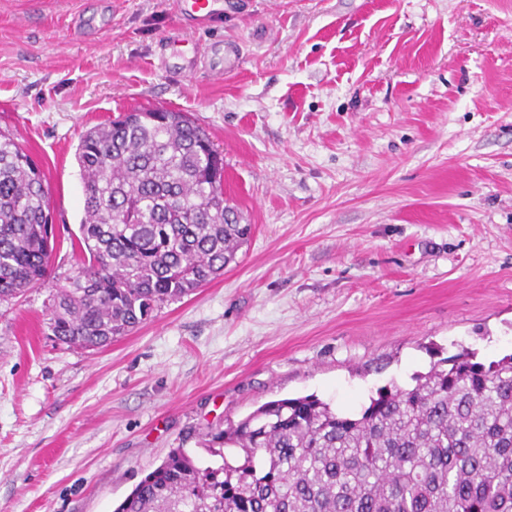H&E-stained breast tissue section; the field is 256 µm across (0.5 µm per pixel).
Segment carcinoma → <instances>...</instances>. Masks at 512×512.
<instances>
[{
	"label": "carcinoma",
	"mask_w": 512,
	"mask_h": 512,
	"mask_svg": "<svg viewBox=\"0 0 512 512\" xmlns=\"http://www.w3.org/2000/svg\"><path fill=\"white\" fill-rule=\"evenodd\" d=\"M84 260L48 329L99 350L224 274L251 236L224 202V158L182 112L135 109L76 149ZM37 162L0 131V301L53 250ZM354 414L314 395L269 401L215 434L204 465L175 448L114 512H512V355L443 358Z\"/></svg>",
	"instance_id": "1"
}]
</instances>
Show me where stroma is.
Instances as JSON below:
<instances>
[{
	"label": "stroma",
	"instance_id": "35a3bbf8",
	"mask_svg": "<svg viewBox=\"0 0 512 512\" xmlns=\"http://www.w3.org/2000/svg\"><path fill=\"white\" fill-rule=\"evenodd\" d=\"M173 37L222 44L223 78L162 68ZM152 107L206 130L252 237L106 349L66 347L46 303L83 261L76 148ZM0 130L60 227L45 280L0 303V512H114L267 401L355 412L512 353V0H224L202 29L176 0H0Z\"/></svg>",
	"mask_w": 512,
	"mask_h": 512
}]
</instances>
